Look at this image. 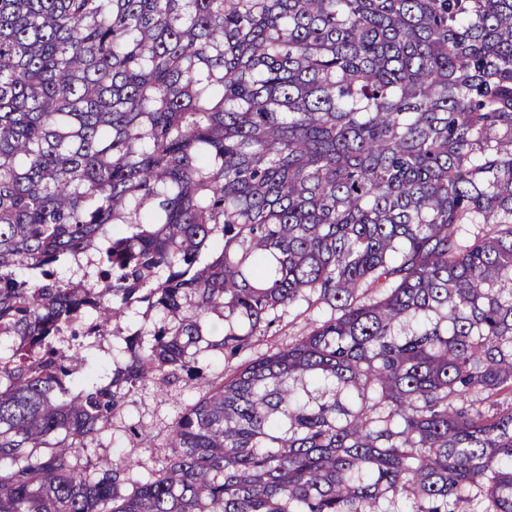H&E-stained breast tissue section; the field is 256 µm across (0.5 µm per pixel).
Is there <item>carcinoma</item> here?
Here are the masks:
<instances>
[{"label": "carcinoma", "instance_id": "1", "mask_svg": "<svg viewBox=\"0 0 512 512\" xmlns=\"http://www.w3.org/2000/svg\"><path fill=\"white\" fill-rule=\"evenodd\" d=\"M3 341L0 512H512V0H0ZM306 308L307 305L303 303L290 309L287 307L284 312L279 311L281 317L269 336L253 339L252 345L244 349L239 356L224 362V377L241 363L260 357L277 347L288 346L311 326L312 319L322 320L326 315L323 305H314L308 311H305ZM123 336H106L104 339H88L81 355L88 359H112L113 349L123 345ZM198 397L197 391L180 383L176 387H158L149 384L137 390L128 398V403L120 415L113 420L112 434L107 436L111 440L110 447L89 448L85 455L91 458L92 464L100 465L112 457L113 452L123 451L129 453L131 444L128 442L126 428L136 424L143 436L150 438L164 433L166 427L174 417L187 405ZM116 447H112V445ZM123 446H128L122 448ZM169 454L170 448H136L133 458L142 463L136 471L146 474L148 470L161 468Z\"/></svg>", "mask_w": 512, "mask_h": 512}]
</instances>
